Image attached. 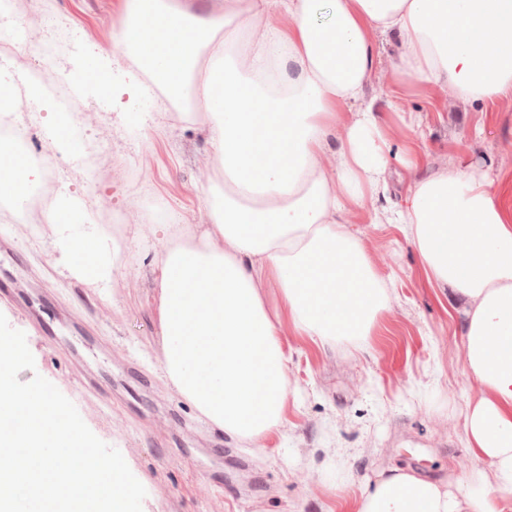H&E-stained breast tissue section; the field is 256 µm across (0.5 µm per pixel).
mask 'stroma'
Masks as SVG:
<instances>
[{
    "label": "stroma",
    "instance_id": "1",
    "mask_svg": "<svg viewBox=\"0 0 512 512\" xmlns=\"http://www.w3.org/2000/svg\"><path fill=\"white\" fill-rule=\"evenodd\" d=\"M49 8L62 27L95 33L56 60L53 76L75 84L105 51L113 82L136 91L130 104L96 88L78 101L92 114L89 135L111 129L112 174L58 159L68 196L118 217L114 271L106 286L80 280L64 269L54 228L27 235L0 223V270L21 290L0 299V313L25 333L35 359L19 380L52 382L121 452L146 489L142 512H354L361 493L394 467L452 487L477 475L494 507L512 503L494 467L466 444L465 418L479 392L463 375L462 304L431 284L401 225L389 221L410 184L440 172L484 173L491 190L512 195V105L418 87L395 94L398 49L380 50L364 93L388 142L390 190L354 206L347 228L386 288L387 307L364 343L324 346L294 332L276 280L265 282L288 357V395L279 426L252 444L224 435L166 378L157 318L163 234L121 221L148 200L186 232L201 231L210 128L164 116V104L141 93L140 71L114 45L128 0H50ZM138 163L141 181H126L122 166Z\"/></svg>",
    "mask_w": 512,
    "mask_h": 512
}]
</instances>
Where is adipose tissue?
<instances>
[{
	"instance_id": "obj_1",
	"label": "adipose tissue",
	"mask_w": 512,
	"mask_h": 512,
	"mask_svg": "<svg viewBox=\"0 0 512 512\" xmlns=\"http://www.w3.org/2000/svg\"><path fill=\"white\" fill-rule=\"evenodd\" d=\"M277 14L286 28H271ZM115 42L169 99L206 116L220 171L204 188L208 228L169 233L159 252L161 367L225 435L259 439L280 422L288 391L264 276L276 278L295 332L324 344L364 341L387 306L360 240L342 228L351 206L388 192L386 143L363 96L377 47L397 46L402 86L511 97L512 0H224L206 14L184 0H130ZM332 134L329 171L321 151ZM36 175L31 156L0 145V199L23 208ZM73 210L80 224H59ZM43 221L59 224L71 275L111 280L112 238L87 209L60 195ZM394 221L430 282L464 302L465 374L480 390L466 440L511 492L512 198L486 177L448 171L412 184ZM357 512L496 510L480 481L454 493L395 468Z\"/></svg>"
}]
</instances>
